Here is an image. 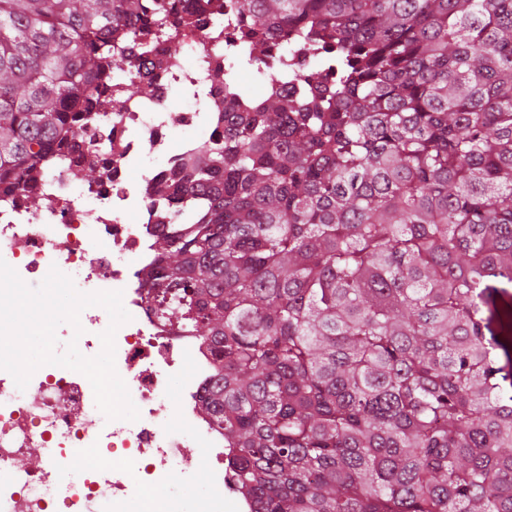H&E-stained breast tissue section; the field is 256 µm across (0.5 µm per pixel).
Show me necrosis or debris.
<instances>
[{"label":"necrosis or debris","instance_id":"4bbe7bcc","mask_svg":"<svg viewBox=\"0 0 512 512\" xmlns=\"http://www.w3.org/2000/svg\"><path fill=\"white\" fill-rule=\"evenodd\" d=\"M237 7V0H211L187 15L174 56L162 49L168 33L147 61L125 39L124 62L100 81L98 124L68 136L65 163L37 175L39 205L22 193H0V258L26 283H40L55 266L82 292H122L131 320L116 333L115 365L140 411L134 422L106 420L88 379L73 370L42 366L22 390L0 370V512H96L103 500L112 512H133L126 482L133 474L169 487L164 512H224L229 505L253 512L252 500L231 488L222 430L200 410L213 379L210 346L160 318L141 279L171 223L172 202L155 185L224 132L220 103L228 86L219 77L234 66ZM134 80L148 83L149 93L127 95ZM92 156L103 171L94 181L84 175ZM189 446L199 449L208 473L207 489L191 498L183 488L198 468L185 454ZM86 448L120 460L118 478L90 467ZM27 457L43 463L19 467ZM58 484L65 488L60 499L51 495Z\"/></svg>","mask_w":512,"mask_h":512}]
</instances>
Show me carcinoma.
Masks as SVG:
<instances>
[{"label": "carcinoma", "instance_id": "cac0c4a2", "mask_svg": "<svg viewBox=\"0 0 512 512\" xmlns=\"http://www.w3.org/2000/svg\"><path fill=\"white\" fill-rule=\"evenodd\" d=\"M188 0H0V189L93 124L123 29ZM335 60L332 83L224 106L158 192L144 269L210 342L201 411L257 512H512V0H238Z\"/></svg>", "mask_w": 512, "mask_h": 512}]
</instances>
